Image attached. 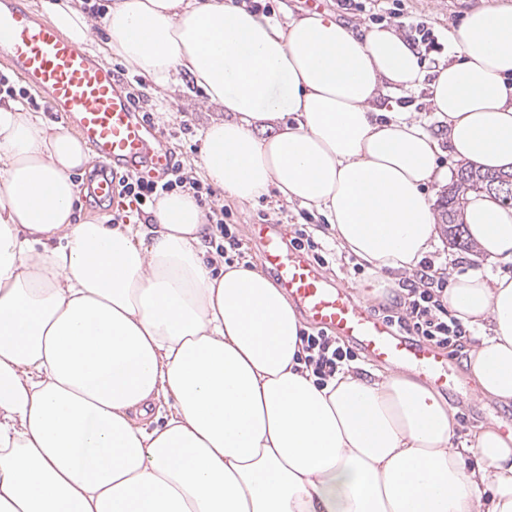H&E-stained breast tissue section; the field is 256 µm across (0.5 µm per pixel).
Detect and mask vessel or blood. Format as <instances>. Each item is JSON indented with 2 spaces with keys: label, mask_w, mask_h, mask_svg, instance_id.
<instances>
[{
  "label": "vessel or blood",
  "mask_w": 512,
  "mask_h": 512,
  "mask_svg": "<svg viewBox=\"0 0 512 512\" xmlns=\"http://www.w3.org/2000/svg\"><path fill=\"white\" fill-rule=\"evenodd\" d=\"M0 62L42 95L49 111L72 125L96 153L99 167L86 184L90 196L100 201L114 198L115 170L132 175L170 168L169 151L137 117L116 72L102 65L89 46L65 38L24 0H0ZM253 232L288 301L301 309L312 327L351 342L374 363L413 369L437 389L465 393L445 351L404 336L375 317L321 266L285 248L274 225L257 224Z\"/></svg>",
  "instance_id": "b4317fda"
}]
</instances>
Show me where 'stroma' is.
I'll use <instances>...</instances> for the list:
<instances>
[{
	"mask_svg": "<svg viewBox=\"0 0 512 512\" xmlns=\"http://www.w3.org/2000/svg\"><path fill=\"white\" fill-rule=\"evenodd\" d=\"M322 3L324 11L358 28L384 24L404 35L409 24L424 23L441 45L440 51L423 55L431 69L447 60L448 34L462 24L468 12L482 7L512 6V0H322ZM145 92L152 105L150 123L159 141L185 168L196 169L205 131L214 119L222 117V110L209 105L203 92L188 82L169 90L149 82ZM209 203L228 212L229 222L242 245V260L259 268L264 265L262 248L250 234L251 225H279L287 238L293 237L296 230L311 227L320 240L329 238L326 220L317 210L287 203L274 193L252 203H240L225 198L223 191L217 189ZM430 260L455 275L489 271L483 262L471 258L469 249L454 245L445 235L440 237Z\"/></svg>",
	"mask_w": 512,
	"mask_h": 512,
	"instance_id": "35a3bbf8",
	"label": "stroma"
}]
</instances>
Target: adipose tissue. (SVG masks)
Listing matches in <instances>:
<instances>
[{"label": "adipose tissue", "instance_id": "adipose-tissue-1", "mask_svg": "<svg viewBox=\"0 0 512 512\" xmlns=\"http://www.w3.org/2000/svg\"><path fill=\"white\" fill-rule=\"evenodd\" d=\"M45 9L90 38L84 0ZM103 22L108 58L223 108L204 180L324 214L372 273L362 297L433 252L442 150L512 167V6L466 14L431 73L393 29L326 12L283 25L235 0H112ZM422 87L444 137L388 98ZM91 160L62 123L0 102V512H512V429L454 444L447 400L399 372L318 386L278 283L204 261L193 192L106 224L79 205ZM462 214L486 262L512 263V208L471 193ZM445 303L483 331L474 392L512 407V274L453 276Z\"/></svg>", "mask_w": 512, "mask_h": 512}]
</instances>
